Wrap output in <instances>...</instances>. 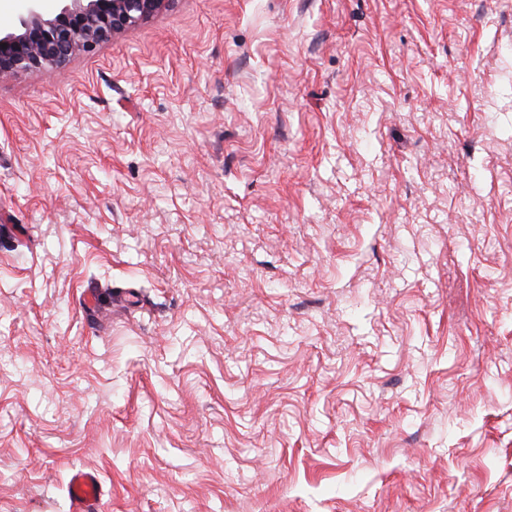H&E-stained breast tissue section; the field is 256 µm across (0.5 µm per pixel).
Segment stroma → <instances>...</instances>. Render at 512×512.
<instances>
[{
	"instance_id": "1",
	"label": "stroma",
	"mask_w": 512,
	"mask_h": 512,
	"mask_svg": "<svg viewBox=\"0 0 512 512\" xmlns=\"http://www.w3.org/2000/svg\"><path fill=\"white\" fill-rule=\"evenodd\" d=\"M512 512V0H172L0 79V512ZM101 495V484L93 471H78L70 481V497L76 509L83 512L94 510Z\"/></svg>"
}]
</instances>
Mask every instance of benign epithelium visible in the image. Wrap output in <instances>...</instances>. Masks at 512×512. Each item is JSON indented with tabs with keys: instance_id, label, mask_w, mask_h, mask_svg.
<instances>
[{
	"instance_id": "obj_1",
	"label": "benign epithelium",
	"mask_w": 512,
	"mask_h": 512,
	"mask_svg": "<svg viewBox=\"0 0 512 512\" xmlns=\"http://www.w3.org/2000/svg\"><path fill=\"white\" fill-rule=\"evenodd\" d=\"M30 2L27 15L0 26V76L57 69L76 52L93 50L172 0H59L50 16L41 12L40 0Z\"/></svg>"
}]
</instances>
